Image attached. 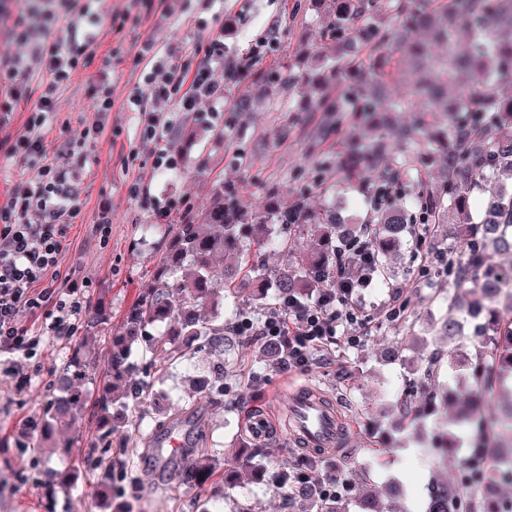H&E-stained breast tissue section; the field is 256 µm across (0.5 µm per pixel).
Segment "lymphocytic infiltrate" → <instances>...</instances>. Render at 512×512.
Segmentation results:
<instances>
[{
	"mask_svg": "<svg viewBox=\"0 0 512 512\" xmlns=\"http://www.w3.org/2000/svg\"><path fill=\"white\" fill-rule=\"evenodd\" d=\"M267 44V38H259L247 53L232 61L223 39L211 38L205 45L203 61L189 77L171 65L153 41L144 42L139 59L150 68L147 81L155 101L172 100L178 111L192 112L202 101L223 100L224 88L215 82L214 70L232 64L246 71L263 56ZM39 65L47 77V88L30 109L26 132L12 147L16 153H42L47 117L56 108L54 93L69 79L77 63L55 45L41 55ZM129 108L144 118L143 135L155 143L156 167L177 168L178 160L168 139L173 119L163 111L148 108L140 96L130 99ZM60 181L56 167L43 164L35 183L0 208V367L14 371L22 388L31 385L32 376L21 369V362L35 358L45 341L63 343L76 336L88 308L85 284L73 281L59 262L77 215L75 207L65 204ZM34 209L43 212L44 223H29L28 214ZM25 311L34 315L32 324L21 323L20 315ZM357 320L353 307L332 311L319 306L300 307L258 324L242 321L235 333L283 339L288 347L283 368L303 371L311 364L312 351L335 336L340 323Z\"/></svg>",
	"mask_w": 512,
	"mask_h": 512,
	"instance_id": "1",
	"label": "lymphocytic infiltrate"
}]
</instances>
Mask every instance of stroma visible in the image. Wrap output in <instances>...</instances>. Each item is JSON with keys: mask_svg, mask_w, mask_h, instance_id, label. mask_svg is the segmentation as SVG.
Returning a JSON list of instances; mask_svg holds the SVG:
<instances>
[{"mask_svg": "<svg viewBox=\"0 0 512 512\" xmlns=\"http://www.w3.org/2000/svg\"><path fill=\"white\" fill-rule=\"evenodd\" d=\"M10 9L11 17L0 18V207L36 178L43 160L56 164L62 192L78 210L61 267L77 281L89 282L91 301L110 314L97 337L98 359H105L109 336L119 332L125 310L156 268L178 215L200 208L217 184L238 186L241 208L253 212L262 209L271 186L284 198L307 194L316 209L339 198L347 201L350 213L369 211L368 197L349 185L335 165L314 169L304 133L317 123L319 113L300 97H287L277 85L260 83L252 71L216 73L224 86L223 101L179 114L169 135L180 158L172 173L156 169L143 122L128 108L130 97L148 92L137 61L148 39L176 67L191 71L201 63L209 38L221 37L228 49L240 52L271 32L274 44L260 68L272 71L287 63L310 80L327 78L325 62L334 47L320 39L326 12L310 0H166L164 8L153 11L136 7L134 0H12ZM87 31L93 42H85ZM55 39L79 63L55 92L45 156L12 153L13 143L25 132L29 108L46 87L36 60ZM106 91L112 108L96 111L95 103ZM241 96L253 99V111L225 126V102ZM96 124L102 135L88 136V128ZM241 148L251 165L241 164ZM315 176L323 183L317 191L310 188ZM105 213L112 224L104 237L96 225ZM422 265L413 243H406L392 261V276L374 277L353 294L367 330L354 325L338 331L325 357L307 371L254 362L256 340L236 337L244 362L226 377L218 405L200 416L198 429L207 448L220 456L236 440L259 449L268 471L294 468L305 453L285 430V406L290 392L303 386L335 398L345 416L342 451L321 452L314 459L318 473L334 476L343 486L350 512L358 510L349 471L353 463L368 471L376 488L395 477L405 485L406 502L420 500L436 461L432 438L441 418L411 421L401 402L427 364L436 367V387H447L460 376L448 364V339L440 334L442 283L422 277ZM356 333L362 339L350 345L347 338ZM71 353L68 343L41 347L24 366L34 375L25 389L18 388L13 375L0 372V512H103L95 476L88 470L81 471L71 490L47 497L44 453L28 445L27 425L39 421L53 392V376ZM257 411L270 426L262 437L248 429L247 417ZM112 446L125 449L130 460L115 484L114 512H195L200 501L218 496L224 499V512H237L243 505L255 512H281L285 495L271 481L229 491L216 477L201 488L178 486L155 456L132 448L126 429L113 433Z\"/></svg>", "mask_w": 512, "mask_h": 512, "instance_id": "obj_1", "label": "stroma"}]
</instances>
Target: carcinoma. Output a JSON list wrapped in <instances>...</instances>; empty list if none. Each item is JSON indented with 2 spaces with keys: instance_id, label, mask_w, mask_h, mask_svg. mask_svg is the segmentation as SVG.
<instances>
[{
  "instance_id": "cac0c4a2",
  "label": "carcinoma",
  "mask_w": 512,
  "mask_h": 512,
  "mask_svg": "<svg viewBox=\"0 0 512 512\" xmlns=\"http://www.w3.org/2000/svg\"><path fill=\"white\" fill-rule=\"evenodd\" d=\"M334 9L322 30V38L340 50L329 71L334 82L322 97L317 111L325 113L305 139L320 149L344 126L363 122L371 138L358 143L346 158H336V167L351 184L360 183L361 167L377 169L376 179L362 189L382 204L373 207L360 222L347 224L336 208L312 209L306 195L285 200L276 193L260 212H247L237 202L239 188L216 185L210 203L201 211L186 212L161 254L153 279L125 311L122 331L111 336L104 369L89 345L107 324V310L89 304L84 320L86 335L74 346L67 365L54 379V392L45 405L36 447L52 441L62 428L72 426L83 415L85 396L77 384L102 374L94 399L91 420L93 444L61 452H77V463L59 470L44 466L48 496L55 487L74 484L79 467L95 474L96 487L106 510L112 509L114 471L126 467L101 452L109 446L112 432L132 429V444L142 440L133 408L147 400L164 397L153 391L151 372L163 371L186 357L190 345H203L217 353L220 362L211 378L193 379L199 400L170 408L171 419L192 423L202 401L210 400L224 386V375L233 371L242 356L225 331L224 294L244 291L246 281L262 282L259 311L282 312L290 304L335 301L356 284L350 268L372 275L386 273L388 260L407 241L411 225H423L416 236V249H423L436 225L453 230L456 246L430 261L429 268L444 279L448 293L445 329L450 336L464 335V325L474 323L472 336L481 338L485 351L470 359L461 385L453 398L427 391L435 370L424 369L412 388L428 392L432 405L452 404L454 426L473 435L467 458L475 461L492 451L499 468L496 477L512 479V449L503 451L495 438L512 430V415L488 424L477 419L485 358L490 356L500 370L512 371V304L504 308L500 298L512 301V262H492V254L512 257V187L500 185V177L512 180V95L498 86H512V0H429L443 13L460 16L472 35V52L458 57L453 49L442 59L431 55L427 45L414 37L430 15L417 12V0H332ZM386 10L396 18L393 28L379 34L369 26L377 12ZM409 80L410 96L389 102L382 96L385 83L396 77ZM260 80H275L290 96L304 95L306 80L292 66L258 73ZM425 101L430 111L447 118L443 128L418 125L397 130L404 144L426 141L425 157L393 156L384 152L391 127L386 113L408 109L414 101ZM438 164L437 184L428 183L421 170L424 160ZM488 194L485 216L472 222L469 195ZM259 253L265 248L280 252L283 263L263 269L251 257L230 273L213 270L216 257L240 254L245 243ZM156 335L148 336V329ZM284 342L267 338L255 359L278 365ZM180 461L164 460L171 477L189 487L204 485L216 466L208 449L196 445L177 449ZM258 468L240 464L231 471L234 483L252 480ZM362 512H402L390 503H378L374 486L361 467L353 469ZM278 477L285 494L300 502L303 512H347L341 499L322 500L316 481L299 480L295 471L281 469ZM423 512H512V500L491 496L482 479L450 483L432 476L427 483Z\"/></svg>"
}]
</instances>
